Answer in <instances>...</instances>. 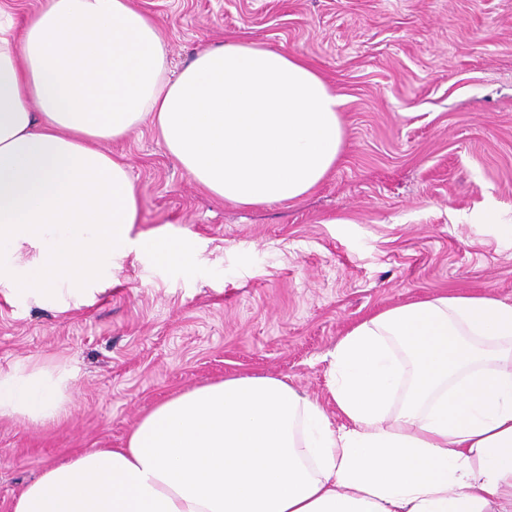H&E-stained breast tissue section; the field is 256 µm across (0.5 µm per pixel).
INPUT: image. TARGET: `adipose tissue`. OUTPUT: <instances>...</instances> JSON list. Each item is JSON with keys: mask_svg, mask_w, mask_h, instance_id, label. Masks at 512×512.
Listing matches in <instances>:
<instances>
[{"mask_svg": "<svg viewBox=\"0 0 512 512\" xmlns=\"http://www.w3.org/2000/svg\"><path fill=\"white\" fill-rule=\"evenodd\" d=\"M167 68L131 0H42L20 26L0 8V281L39 304L63 284L86 295L132 251L193 270L182 239L134 234L130 166L103 148L143 122L239 205L300 201L335 167L340 98L304 57L236 41ZM329 357L334 411L276 377H228L155 406L125 447L47 469L14 512H512V303L414 300ZM69 380L0 375V417L57 418Z\"/></svg>", "mask_w": 512, "mask_h": 512, "instance_id": "ef3b65f1", "label": "adipose tissue"}]
</instances>
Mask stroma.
<instances>
[{
  "label": "stroma",
  "mask_w": 512,
  "mask_h": 512,
  "mask_svg": "<svg viewBox=\"0 0 512 512\" xmlns=\"http://www.w3.org/2000/svg\"><path fill=\"white\" fill-rule=\"evenodd\" d=\"M132 3L175 71L236 40L302 55L342 100V153L302 200L245 207L193 181L150 125L106 144L131 165L134 233L185 239L195 267L128 257L63 314L0 283V373L71 374L58 419L0 418V512L45 470L123 447L160 402L229 375L330 405L327 353L387 308L512 303V0ZM487 210L499 223H481Z\"/></svg>",
  "instance_id": "obj_1"
}]
</instances>
